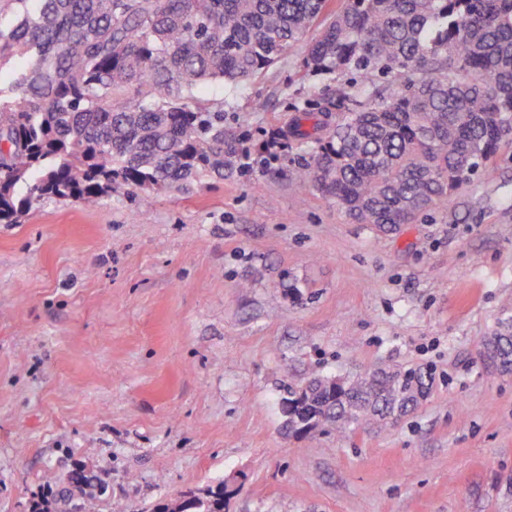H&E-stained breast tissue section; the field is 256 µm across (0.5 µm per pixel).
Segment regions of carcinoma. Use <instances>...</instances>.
I'll return each mask as SVG.
<instances>
[{
    "mask_svg": "<svg viewBox=\"0 0 512 512\" xmlns=\"http://www.w3.org/2000/svg\"><path fill=\"white\" fill-rule=\"evenodd\" d=\"M0 223L36 202L95 208L112 192L162 191L241 170L249 134L202 86L238 85L312 27L301 68L323 76L282 137L311 160L291 181L354 224H416L512 142V0H0ZM350 79L342 82L340 77ZM491 358L512 369V315ZM432 386L420 368L288 389L295 431L406 414ZM224 485L155 512H224Z\"/></svg>",
    "mask_w": 512,
    "mask_h": 512,
    "instance_id": "carcinoma-1",
    "label": "carcinoma"
}]
</instances>
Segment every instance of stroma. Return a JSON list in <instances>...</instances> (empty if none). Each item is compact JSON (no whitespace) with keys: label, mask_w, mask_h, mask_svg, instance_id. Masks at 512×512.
Masks as SVG:
<instances>
[{"label":"stroma","mask_w":512,"mask_h":512,"mask_svg":"<svg viewBox=\"0 0 512 512\" xmlns=\"http://www.w3.org/2000/svg\"><path fill=\"white\" fill-rule=\"evenodd\" d=\"M303 51L203 90L248 129L245 172L0 224V512L75 476L82 512L221 482L226 512H512V372L484 356L512 314V144L447 212L350 223L291 186L307 147H265L322 85ZM383 364L432 370L415 411L288 433V386Z\"/></svg>","instance_id":"1"}]
</instances>
